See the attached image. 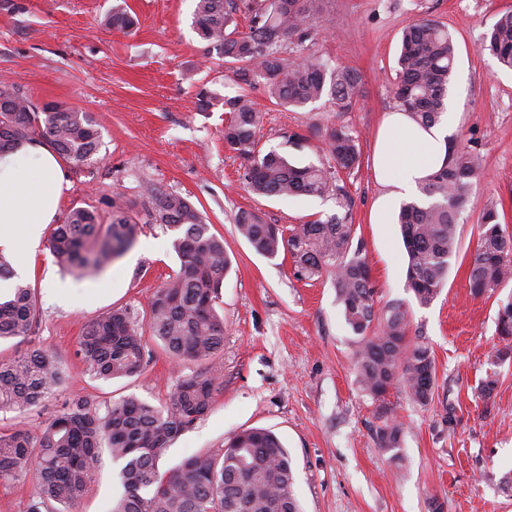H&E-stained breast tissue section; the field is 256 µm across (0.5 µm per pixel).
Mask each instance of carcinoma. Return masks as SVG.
<instances>
[{
	"mask_svg": "<svg viewBox=\"0 0 512 512\" xmlns=\"http://www.w3.org/2000/svg\"><path fill=\"white\" fill-rule=\"evenodd\" d=\"M323 5L324 0H195L193 26L204 53L232 65L237 85L252 87L261 79L278 105L298 109L326 96L338 111L347 112L359 92L353 69L286 57L288 44L309 39ZM239 13L248 19L244 31L236 21ZM103 22L120 31L136 25L134 17L119 8ZM480 51L512 70V12L502 14L487 30ZM455 59L453 38L439 21L421 18L403 30L393 98L416 123L435 124L447 110ZM224 109L230 114L224 147L246 161L243 180L253 194L336 197L340 211L293 228L269 224L248 210L236 214L235 224L258 254L273 260L289 253L300 277L331 276L345 322L356 336L358 386L382 402L372 429L374 442L399 469L404 424L384 405L385 396L398 386L415 403L427 405L434 395L436 369L430 348L410 338L404 303L376 305L371 270L361 241L355 240L351 201L341 177L360 168L359 140L342 128H331L323 144L334 165L297 166L276 150L258 149L263 114L247 95L224 98ZM37 139L49 142L69 162L103 160L101 134L89 113L54 101L38 107L15 84L0 82V151ZM479 176L473 149L456 141L446 164L421 185L422 198L400 208L408 256L406 288L421 306L436 299L448 278L458 251L462 212ZM144 193L151 220L175 234L173 248L179 259V269L149 303L147 328L173 360L205 367L180 377L160 407L125 398L109 403L102 413L76 397L35 428L19 423L0 431V482L35 480L36 499L29 512H74L106 451L122 463V491L111 512H301L288 452L265 429L244 430L220 452L195 454L159 473L163 451L207 412L222 384L212 362L224 347V319L215 304L231 259L224 239L211 232L187 197L152 183ZM111 208L108 224L100 223L95 211L74 207L53 229L49 249L61 268L77 274L98 272L133 246L136 222L125 205L113 201ZM468 282L477 297H491L512 283V233L500 223L494 205L482 212ZM37 316L34 291L15 284L0 296V338L29 336ZM497 333L503 346L495 359L512 358V296L500 302ZM76 355L91 375L106 381L140 375L150 357L144 331L122 308L84 326ZM63 374L56 353L44 347L1 362L0 411L23 415L46 406ZM497 387V374L488 373L476 386V396L488 401Z\"/></svg>",
	"mask_w": 512,
	"mask_h": 512,
	"instance_id": "1",
	"label": "carcinoma"
}]
</instances>
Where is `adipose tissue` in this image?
Wrapping results in <instances>:
<instances>
[{"label":"adipose tissue","instance_id":"obj_1","mask_svg":"<svg viewBox=\"0 0 512 512\" xmlns=\"http://www.w3.org/2000/svg\"><path fill=\"white\" fill-rule=\"evenodd\" d=\"M453 116L422 127L402 109L385 117L378 133L374 162L388 193L376 199L374 223L389 221L395 200L418 191L424 179L444 165ZM64 184L59 154L45 142H27L0 152V251L17 273H25L45 225L54 223Z\"/></svg>","mask_w":512,"mask_h":512}]
</instances>
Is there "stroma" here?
Listing matches in <instances>:
<instances>
[{
    "instance_id": "obj_1",
    "label": "stroma",
    "mask_w": 512,
    "mask_h": 512,
    "mask_svg": "<svg viewBox=\"0 0 512 512\" xmlns=\"http://www.w3.org/2000/svg\"><path fill=\"white\" fill-rule=\"evenodd\" d=\"M116 6L136 17L132 31L102 26ZM194 6L195 0H0V81L17 83L33 104L55 101L89 112L101 132V162L68 166L60 214L86 207L105 222L117 200L140 226L124 255L81 277L62 271L48 246H40L28 279L37 321L26 339L0 341V361L46 347L65 361L67 378L48 407L21 416L1 412L0 427L38 426L76 396L100 407L130 396L160 406L179 377L195 370V363L170 359L153 341L150 363L134 378L95 379L75 354L84 324L112 309H129L145 321L153 293L179 268L173 233L148 216L143 187L150 182L201 205L232 259L216 304L224 319V347L216 357L223 384L207 414L166 450L161 470L220 450L245 429L264 428L288 452L302 512H431L433 500L442 512H512V359L494 364L497 302L474 296L467 275L488 203L512 229V71L478 50L483 34L512 11V0H329L311 38L289 46L288 55L355 69L360 84L353 108L341 112L323 99L290 111L273 105L263 87L250 92L264 113L262 150L327 167L332 159L320 131L341 126L360 141L361 165L346 186L377 299L404 302L411 330L431 349L437 371L428 405L414 404L398 388L386 396L405 425L401 472L373 440L378 404L358 387L356 338L330 276L300 278L289 254L267 259L236 230L234 217L243 209L291 227L335 213L336 201L264 198L247 189L243 160L224 147L223 104L198 107L199 85L219 99L239 88L229 64L204 55L192 26ZM421 17L445 24L456 42L448 105L457 119L449 137L471 140L484 175L466 205L448 281L426 307L405 287L399 225L370 219L387 191L374 172L377 129L396 107L391 90L402 31ZM106 280L111 290L90 306L50 297L54 288L79 292ZM492 368L500 381L486 403L473 389ZM118 470L104 458L78 512H109L121 489Z\"/></svg>"
}]
</instances>
